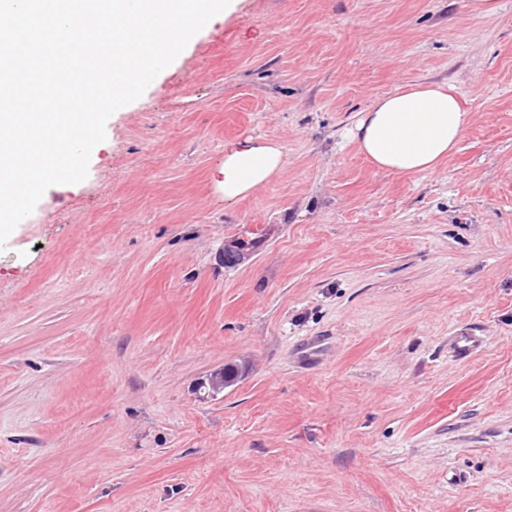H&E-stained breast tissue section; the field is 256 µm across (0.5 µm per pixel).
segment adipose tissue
<instances>
[{"label": "adipose tissue", "instance_id": "ef3b65f1", "mask_svg": "<svg viewBox=\"0 0 512 512\" xmlns=\"http://www.w3.org/2000/svg\"><path fill=\"white\" fill-rule=\"evenodd\" d=\"M469 122L452 86L425 83L384 95L358 112L352 138L380 169L400 174L432 171L456 149ZM284 166L271 143L224 149L218 186L231 202L265 184Z\"/></svg>", "mask_w": 512, "mask_h": 512}]
</instances>
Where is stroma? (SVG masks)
<instances>
[{
    "label": "stroma",
    "instance_id": "1",
    "mask_svg": "<svg viewBox=\"0 0 512 512\" xmlns=\"http://www.w3.org/2000/svg\"><path fill=\"white\" fill-rule=\"evenodd\" d=\"M498 2L236 0L111 115L0 250V512H512ZM428 82L469 114L457 150L373 167L357 112ZM246 140L285 165L228 202ZM239 370L231 373L229 370H219L211 373L208 378L199 385V390H203L204 397L214 398L222 393L224 389L233 386L239 378Z\"/></svg>",
    "mask_w": 512,
    "mask_h": 512
}]
</instances>
